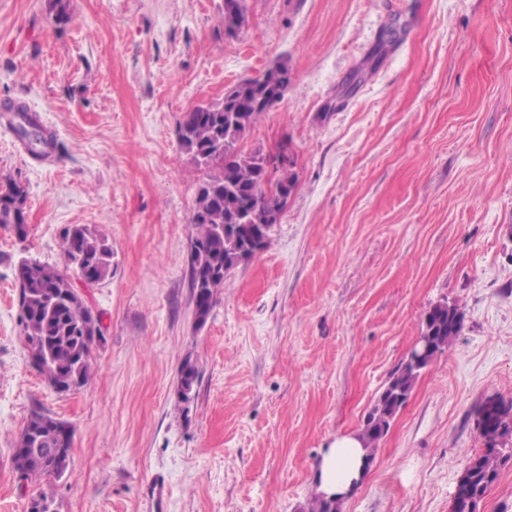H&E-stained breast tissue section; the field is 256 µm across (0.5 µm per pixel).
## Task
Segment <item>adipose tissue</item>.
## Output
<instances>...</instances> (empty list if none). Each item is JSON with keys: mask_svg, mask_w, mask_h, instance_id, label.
<instances>
[{"mask_svg": "<svg viewBox=\"0 0 512 512\" xmlns=\"http://www.w3.org/2000/svg\"><path fill=\"white\" fill-rule=\"evenodd\" d=\"M366 455L359 434L336 438L315 470L314 481L318 495L338 499L350 495L367 473Z\"/></svg>", "mask_w": 512, "mask_h": 512, "instance_id": "ef3b65f1", "label": "adipose tissue"}]
</instances>
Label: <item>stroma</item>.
<instances>
[{"label":"stroma","mask_w":512,"mask_h":512,"mask_svg":"<svg viewBox=\"0 0 512 512\" xmlns=\"http://www.w3.org/2000/svg\"><path fill=\"white\" fill-rule=\"evenodd\" d=\"M47 3L0 0V104L56 144L34 158L0 122V176L27 190L26 236L0 227V512L27 510L12 455L35 410L73 427L70 477L40 482L55 512H307L323 453L360 432L444 302L462 330L339 512H450L489 447L480 408L512 400V0H245L232 37L224 0H70L64 25ZM280 62L289 87L243 146L285 148L296 188L200 327L199 173L177 128ZM72 224L107 236L112 275L73 282L103 339L88 382L59 393L31 363L13 268L71 273ZM496 448L477 512H512V434Z\"/></svg>","instance_id":"obj_1"}]
</instances>
